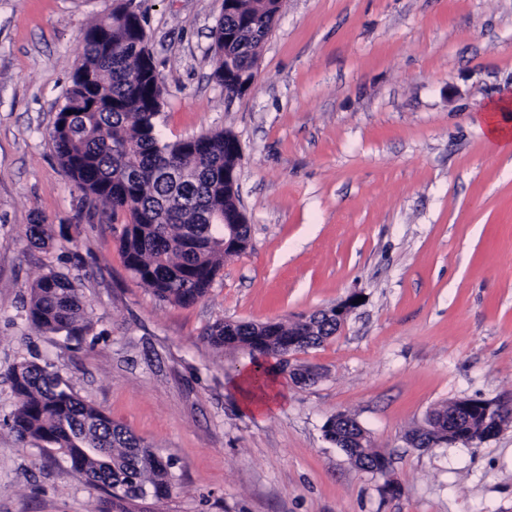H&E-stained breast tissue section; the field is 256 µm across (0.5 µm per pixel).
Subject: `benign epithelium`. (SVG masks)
<instances>
[{"mask_svg": "<svg viewBox=\"0 0 512 512\" xmlns=\"http://www.w3.org/2000/svg\"><path fill=\"white\" fill-rule=\"evenodd\" d=\"M237 224L239 221L235 215H224V250L228 252L238 250L241 245L236 232ZM352 308L353 301L350 300L324 310L323 314L335 318L336 326L340 327L345 323ZM497 408V404L485 400L458 399L453 402L448 414L434 416L429 423L419 428L417 433L409 435V445L417 446L427 438L434 437V433L442 431L448 432V438L457 443L470 437L476 426L479 427V432L483 434V437L490 438L496 435L502 427L496 414ZM336 436L345 439L347 448L351 449V453L354 455L366 447L367 433L358 423L355 424L354 434L346 435L338 428Z\"/></svg>", "mask_w": 512, "mask_h": 512, "instance_id": "benign-epithelium-1", "label": "benign epithelium"}]
</instances>
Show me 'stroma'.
Returning <instances> with one entry per match:
<instances>
[{
  "label": "stroma",
  "mask_w": 512,
  "mask_h": 512,
  "mask_svg": "<svg viewBox=\"0 0 512 512\" xmlns=\"http://www.w3.org/2000/svg\"><path fill=\"white\" fill-rule=\"evenodd\" d=\"M138 13L165 91V140L240 142L248 249L197 303L158 301L127 271L121 225L75 188L49 132L86 27ZM224 0H0V512H96L101 490L6 421L7 370L58 369L85 402L171 458L150 512H512V420L470 443L412 448L431 410L512 406V153L480 110L512 96V0H282L256 79L231 97L210 37ZM64 225L48 249L36 221ZM76 278L91 330L30 328L29 286ZM360 295L320 346L277 358L213 346L216 322L295 321ZM271 368L282 399L245 411L235 382ZM355 417L385 455L360 470L325 439ZM25 237L30 245L46 248L55 240V233L52 224H44L42 221H37L26 227Z\"/></svg>",
  "instance_id": "obj_1"
}]
</instances>
